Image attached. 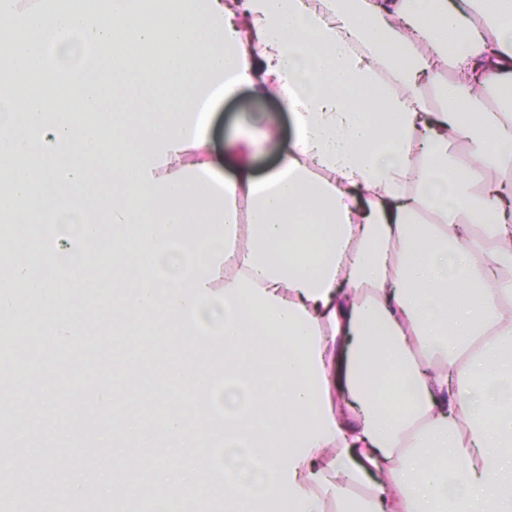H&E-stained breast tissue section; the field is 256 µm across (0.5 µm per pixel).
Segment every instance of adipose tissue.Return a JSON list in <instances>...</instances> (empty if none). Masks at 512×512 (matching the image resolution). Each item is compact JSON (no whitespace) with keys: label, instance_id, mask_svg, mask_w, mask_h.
Returning <instances> with one entry per match:
<instances>
[{"label":"adipose tissue","instance_id":"1","mask_svg":"<svg viewBox=\"0 0 512 512\" xmlns=\"http://www.w3.org/2000/svg\"><path fill=\"white\" fill-rule=\"evenodd\" d=\"M0 74V322L121 347L108 512H512V0H0ZM246 112L274 114L282 145L287 146L292 142L293 130L288 114L279 111L278 104L274 99L258 97L253 89L243 87L236 97L225 100L216 112L211 136L218 163L223 164L224 140L237 132L241 117Z\"/></svg>","mask_w":512,"mask_h":512}]
</instances>
